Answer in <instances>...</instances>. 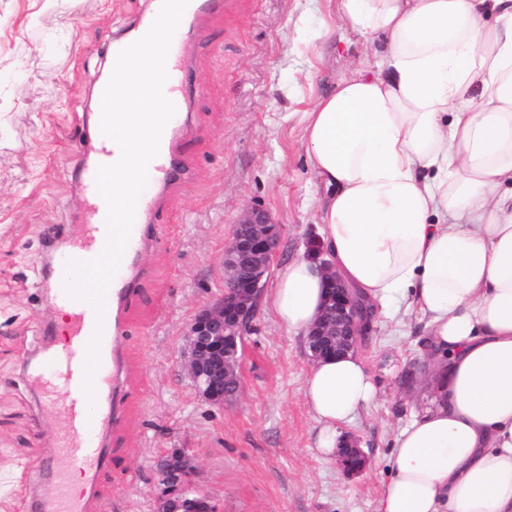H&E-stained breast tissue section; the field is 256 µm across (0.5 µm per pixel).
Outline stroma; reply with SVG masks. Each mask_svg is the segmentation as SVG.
Listing matches in <instances>:
<instances>
[{
  "mask_svg": "<svg viewBox=\"0 0 512 512\" xmlns=\"http://www.w3.org/2000/svg\"><path fill=\"white\" fill-rule=\"evenodd\" d=\"M212 18L218 50L189 41L201 95L188 112L183 154L191 180L167 189L159 213L173 237L141 256L144 277L127 342L125 418L108 430L112 459L97 512H156L158 462L183 450L194 488L220 512H379L399 428L428 389L403 387L421 362L426 322L406 301L378 316L361 353L376 399L346 426L368 457L346 475L314 448L302 395L312 361L300 337L259 309L244 343L236 395L216 406L196 390L183 360L194 316L224 289V247L243 213L281 224L272 265L314 256L327 190L306 162L303 112L366 60L342 28H325L327 0H235ZM147 0H0V512L20 496L51 498L46 458L61 428L42 381L25 367L60 336L46 235L60 242L84 222L79 145L93 126L106 43Z\"/></svg>",
  "mask_w": 512,
  "mask_h": 512,
  "instance_id": "35a3bbf8",
  "label": "stroma"
}]
</instances>
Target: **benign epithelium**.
Listing matches in <instances>:
<instances>
[{
	"label": "benign epithelium",
	"mask_w": 512,
	"mask_h": 512,
	"mask_svg": "<svg viewBox=\"0 0 512 512\" xmlns=\"http://www.w3.org/2000/svg\"><path fill=\"white\" fill-rule=\"evenodd\" d=\"M280 240L281 229L270 213L250 208L224 248V293L189 326L185 366L199 392L214 405L224 404L239 379L244 336L258 312ZM373 318L368 303L330 269L324 305L305 349L313 360L357 351L372 331ZM336 458L348 475L362 472L368 463L354 437L338 449ZM159 473L165 490L157 512H211L207 499L191 489L192 468L185 453L163 457Z\"/></svg>",
	"instance_id": "7a95c632"
}]
</instances>
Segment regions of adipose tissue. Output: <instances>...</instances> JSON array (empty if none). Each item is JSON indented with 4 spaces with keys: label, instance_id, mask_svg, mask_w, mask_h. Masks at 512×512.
<instances>
[{
    "label": "adipose tissue",
    "instance_id": "adipose-tissue-1",
    "mask_svg": "<svg viewBox=\"0 0 512 512\" xmlns=\"http://www.w3.org/2000/svg\"><path fill=\"white\" fill-rule=\"evenodd\" d=\"M328 3L372 61L303 114L326 259L290 262L268 307L305 335L327 261L373 301L408 300L434 399L398 433L379 512H512V0ZM302 394L330 455L376 385L350 352Z\"/></svg>",
    "mask_w": 512,
    "mask_h": 512
}]
</instances>
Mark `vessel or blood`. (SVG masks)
<instances>
[{"mask_svg":"<svg viewBox=\"0 0 512 512\" xmlns=\"http://www.w3.org/2000/svg\"><path fill=\"white\" fill-rule=\"evenodd\" d=\"M161 6V0H152L124 32L113 37L109 44L111 56L143 37L152 26ZM229 0H189L180 24L174 34L168 53V79L164 94L170 99L176 113L166 125L159 146V153L148 166V181L141 193L135 213L131 235L118 269L106 289L104 314H97L94 307L82 300H73L71 337L64 345L48 348L41 364L33 368L49 388H61L67 393L58 405L68 423L66 443L54 449L48 458V467L55 482L52 501L44 503L30 500L31 512H95L97 501L87 488L72 493L69 475L81 472L89 483L107 466L104 449L91 439L89 424L84 416V385L92 383L104 396L97 424L102 428L115 427L124 417L126 387V344L130 332L129 312L137 296L139 277L138 260L146 247L158 240L161 233L155 222L159 209L160 194L164 188L188 180L190 172L185 164L176 160L177 142L186 124L183 111L195 91L188 80L190 67L186 54L188 39L204 40L205 20L224 14ZM92 148L81 165L82 186L89 206V219L81 232L70 244L71 252L81 254L83 260L98 258L107 242V204L98 191L96 176L100 166L116 162L120 156L118 145L101 133L90 135ZM98 339V364L93 374H86L88 345Z\"/></svg>","mask_w":512,"mask_h":512,"instance_id":"vessel-or-blood-1","label":"vessel or blood"}]
</instances>
